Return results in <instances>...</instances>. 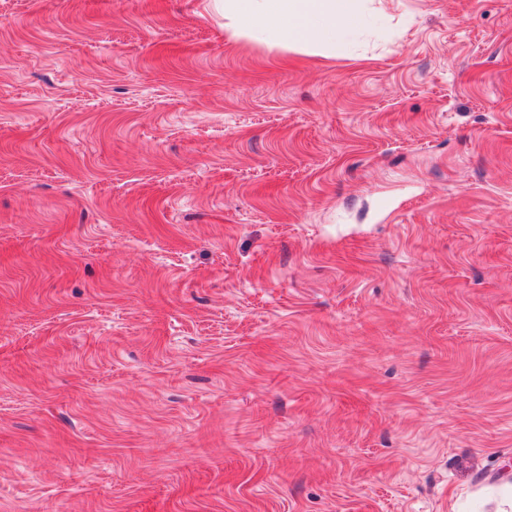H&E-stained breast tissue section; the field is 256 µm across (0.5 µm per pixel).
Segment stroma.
I'll list each match as a JSON object with an SVG mask.
<instances>
[{"instance_id":"stroma-1","label":"stroma","mask_w":512,"mask_h":512,"mask_svg":"<svg viewBox=\"0 0 512 512\" xmlns=\"http://www.w3.org/2000/svg\"><path fill=\"white\" fill-rule=\"evenodd\" d=\"M369 11L0 0V512H497L512 0ZM221 1L232 37L326 58L336 54L337 40L369 23L368 0Z\"/></svg>"}]
</instances>
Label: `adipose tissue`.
Wrapping results in <instances>:
<instances>
[{"label":"adipose tissue","instance_id":"adipose-tissue-1","mask_svg":"<svg viewBox=\"0 0 512 512\" xmlns=\"http://www.w3.org/2000/svg\"><path fill=\"white\" fill-rule=\"evenodd\" d=\"M232 37L332 57L343 36L364 30L368 0H224Z\"/></svg>","mask_w":512,"mask_h":512}]
</instances>
